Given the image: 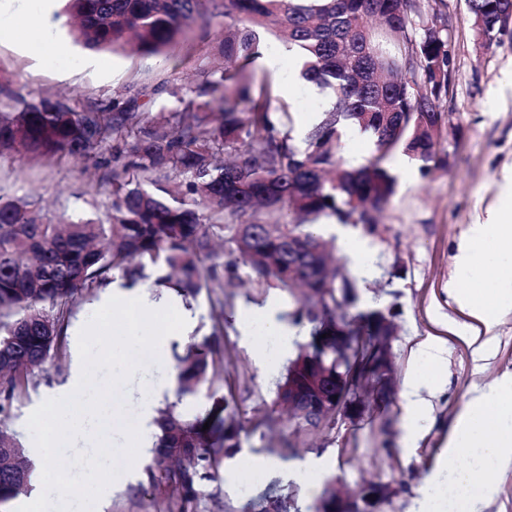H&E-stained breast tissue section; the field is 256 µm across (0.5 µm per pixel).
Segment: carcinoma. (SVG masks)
<instances>
[{"label":"carcinoma","instance_id":"cac0c4a2","mask_svg":"<svg viewBox=\"0 0 512 512\" xmlns=\"http://www.w3.org/2000/svg\"><path fill=\"white\" fill-rule=\"evenodd\" d=\"M467 8L477 45L491 50L489 32L512 17V0H467ZM411 9L412 0H68L66 25L87 48L133 46L161 56L195 29L212 28V56L227 66L201 63L194 85L171 91L172 106L154 110L156 88L140 112L118 98L104 112L77 95H24L0 78V155L87 161L95 150L110 152L95 160L110 168L101 177L110 186L104 222L56 224L41 214L39 200L0 196V411L59 347L75 293L112 271L145 278L148 270H166L167 280L197 293L204 281L232 280L245 266L253 287L291 292V267L306 290L330 289L331 303L308 295L291 313L294 324L314 325L292 363L309 359L322 325L357 299L350 273L329 276L315 221L356 217L375 232L376 213L396 187L386 165L393 150L402 146L423 171L437 158L451 59L444 27L426 24L420 39L410 38ZM267 33L295 50L307 82L332 94L300 143L291 135L289 105L253 67ZM400 41L411 44L408 52L387 50ZM347 128L376 138V154L363 166H348L336 152ZM218 235L231 244L220 263L212 248ZM374 317L393 314L372 309L343 320L358 379L376 351L365 340ZM220 361L209 339L190 344L176 356L180 391L210 388ZM158 421L150 478L173 488L168 512H195L201 483L240 447L235 404L214 396L194 417L168 406ZM0 448L9 449L0 453L1 506L28 491L31 466L27 450L1 432ZM292 507L288 496L270 497L263 512Z\"/></svg>","mask_w":512,"mask_h":512}]
</instances>
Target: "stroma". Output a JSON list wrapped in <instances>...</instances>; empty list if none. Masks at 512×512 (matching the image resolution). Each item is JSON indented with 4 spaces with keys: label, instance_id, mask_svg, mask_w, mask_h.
I'll return each instance as SVG.
<instances>
[{
    "label": "stroma",
    "instance_id": "stroma-1",
    "mask_svg": "<svg viewBox=\"0 0 512 512\" xmlns=\"http://www.w3.org/2000/svg\"><path fill=\"white\" fill-rule=\"evenodd\" d=\"M412 13L413 29L431 22L437 13L448 18V49L452 61V81L440 107L450 113L452 131L441 133L440 163L428 175L414 181L402 179L410 159L394 151L387 161L397 174L396 191L386 210L379 215V229L363 239L376 259L371 278L357 281L353 312L393 309L398 338L393 344L398 380H405L412 369L420 343L429 336L445 340L448 347L445 373L448 384L434 402L429 418L421 421L423 437L417 448L407 449L403 398L386 407L367 409L356 421L338 417L332 426L315 431L303 430L279 414L274 428L262 426L263 416L273 408L277 384L285 374L293 352L270 351L272 368L261 367L237 329L240 317L252 307L276 298L283 313L296 307L288 292L277 288L253 287L250 268L239 271L229 287L212 282L186 303L197 312V319L186 335L177 337L171 350L187 343L215 336L223 351V361L213 377L211 390L181 392L175 366L156 369L153 362H139V369L171 388L167 403L177 411L196 416L209 407L211 395L232 394L238 419L243 426L240 447L225 458L215 479L203 482L196 512H252L268 492L278 489L292 497L294 512H312L327 483L348 491L382 482L398 493L383 503L379 512H417L416 489L433 466L456 415L467 400L473 384L488 383L500 374L512 372V313L498 326L494 358L482 373H474L466 341L449 331L448 323L463 315L448 303V283L456 276L453 262L456 245L467 228L500 191L501 175L512 166V25L499 33L496 46L479 50L465 0H416ZM63 0L46 5L45 0H0V13L36 21L46 40L61 47L60 55L42 56L16 43L0 30V76L10 79L22 92L52 96L80 95L93 102L120 96L132 107H139L147 89H158L159 102L169 99V88L193 81L199 59L208 56L210 40L197 34L194 41L176 50L173 57L145 56L134 52L101 53V63L86 66L88 48L74 43L59 14ZM258 74L269 76L278 86H291L286 101L295 124L315 123L326 97L299 75L298 59L287 44L267 36ZM101 172L93 161L62 157L48 163L16 154L0 156V195L41 199L44 214L52 221L105 219L104 195L95 193ZM99 290L75 294L67 325L85 323L97 328L88 341L90 354H97L100 340L112 337V316L96 310L93 301ZM231 297L232 306L221 311L220 302ZM227 322H220V314ZM70 338H63L57 354L31 381L27 393L0 414V430L28 445L40 431L66 427L59 408L47 405L35 409L42 394L64 384L69 375ZM318 461L320 470L313 482L284 481L281 476H245L250 462L273 463ZM148 461L137 459L129 448L115 444L101 475L111 483L108 512H164L167 493L150 485Z\"/></svg>",
    "mask_w": 512,
    "mask_h": 512
}]
</instances>
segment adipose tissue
I'll use <instances>...</instances> for the list:
<instances>
[{
	"mask_svg": "<svg viewBox=\"0 0 512 512\" xmlns=\"http://www.w3.org/2000/svg\"><path fill=\"white\" fill-rule=\"evenodd\" d=\"M454 260L458 277L449 282L448 296L465 316L456 330L464 336L474 369L480 372L495 354L501 317L512 312V168L504 170L498 200L487 208L485 218L468 225ZM98 304L111 310L117 328L147 351L157 366L165 364L172 336L170 328L160 326V317L173 312L183 325L193 321L192 311L178 298L156 295L137 285L112 283ZM280 312L279 304L270 302L240 323L244 343L261 364L269 362L264 338H274L284 350L292 344L294 333L280 319ZM88 334L85 325L74 326L69 376L44 398L45 403L71 408L74 423L33 441L31 479L43 485L53 475H75L78 486L95 491L94 501L101 506L112 490L99 484L96 461L109 456L113 443L128 434L139 454L154 447L160 432L155 404L165 388L152 385L134 368L120 365L118 351L108 341L102 344L100 368L91 369ZM445 353L443 340L427 339L404 382L408 443L420 438L419 422L430 416L434 399L444 390ZM120 380L147 389L136 401L138 413L130 433L120 427L112 401V390ZM505 462H512V373L469 391L433 472L419 488V512H482L497 492L490 473Z\"/></svg>",
	"mask_w": 512,
	"mask_h": 512,
	"instance_id": "1",
	"label": "adipose tissue"
}]
</instances>
